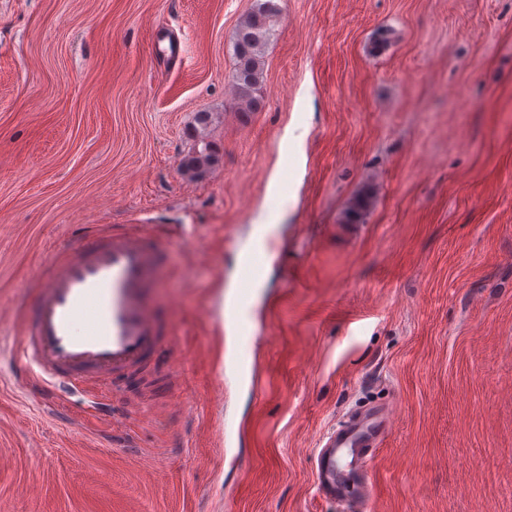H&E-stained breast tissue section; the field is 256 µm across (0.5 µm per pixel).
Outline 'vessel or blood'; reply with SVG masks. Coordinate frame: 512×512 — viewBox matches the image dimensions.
<instances>
[{"label":"vessel or blood","mask_w":512,"mask_h":512,"mask_svg":"<svg viewBox=\"0 0 512 512\" xmlns=\"http://www.w3.org/2000/svg\"><path fill=\"white\" fill-rule=\"evenodd\" d=\"M193 233L184 224L163 238L143 224L105 229L91 224L77 229L79 244L57 243L48 275L34 285L32 314L13 347L14 357L28 364L15 385L37 390L46 409L58 401L57 383L72 393L91 388L95 395L87 413L111 412L125 378L169 348L171 339L163 334L149 290L158 279L164 242H182ZM271 253L259 244L245 246L234 300L212 309L219 323L235 328L228 368L235 384L259 381L263 316L270 305L257 300L255 287ZM401 416L393 400L346 412L315 450L318 493L340 504L342 512H369L377 451Z\"/></svg>","instance_id":"1"}]
</instances>
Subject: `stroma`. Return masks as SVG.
I'll return each mask as SVG.
<instances>
[{"label": "stroma", "instance_id": "stroma-1", "mask_svg": "<svg viewBox=\"0 0 512 512\" xmlns=\"http://www.w3.org/2000/svg\"><path fill=\"white\" fill-rule=\"evenodd\" d=\"M280 4L246 121L230 74L255 0H0L6 512H221L228 496L235 512H338L314 450L348 410L390 398L403 417L372 512H512V0ZM171 39L182 62L157 50ZM207 144L218 162L187 173ZM283 175L261 380L224 411L230 344L211 308ZM85 224L195 233L155 290L184 383L151 361L111 417L73 429L14 385L10 349L51 242ZM185 398L192 412H175ZM228 417L241 447L224 445Z\"/></svg>", "mask_w": 512, "mask_h": 512}]
</instances>
